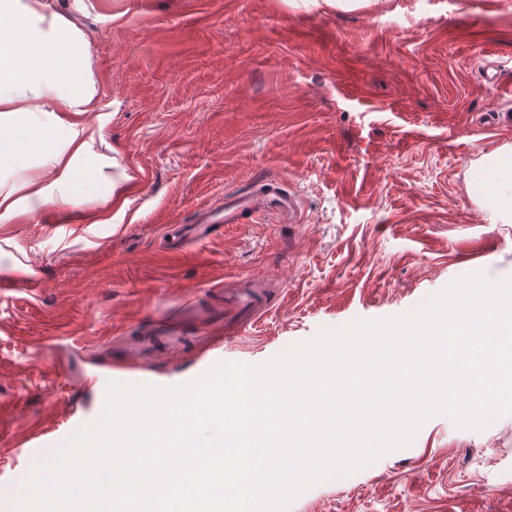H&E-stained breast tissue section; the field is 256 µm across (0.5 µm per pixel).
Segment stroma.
I'll return each mask as SVG.
<instances>
[{
    "label": "stroma",
    "mask_w": 512,
    "mask_h": 512,
    "mask_svg": "<svg viewBox=\"0 0 512 512\" xmlns=\"http://www.w3.org/2000/svg\"><path fill=\"white\" fill-rule=\"evenodd\" d=\"M76 23L136 182L95 210L0 229V512L100 414L113 381L175 386L265 362L320 328L408 312L454 279L512 276V223L476 192L512 143V0H88ZM280 182L261 214L183 250L163 240L226 192ZM273 301L224 335V283ZM288 512H512V415L446 417Z\"/></svg>",
    "instance_id": "35a3bbf8"
}]
</instances>
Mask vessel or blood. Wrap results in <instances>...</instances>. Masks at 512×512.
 <instances>
[{
    "instance_id": "b4317fda",
    "label": "vessel or blood",
    "mask_w": 512,
    "mask_h": 512,
    "mask_svg": "<svg viewBox=\"0 0 512 512\" xmlns=\"http://www.w3.org/2000/svg\"><path fill=\"white\" fill-rule=\"evenodd\" d=\"M260 212L275 214L282 221L291 223L297 217L298 200L283 185L264 182L256 190L225 195L222 221L226 224H241ZM224 301L227 312L231 314L224 325V331L233 335L255 324L270 306L266 290L259 288L250 276L225 283Z\"/></svg>"
}]
</instances>
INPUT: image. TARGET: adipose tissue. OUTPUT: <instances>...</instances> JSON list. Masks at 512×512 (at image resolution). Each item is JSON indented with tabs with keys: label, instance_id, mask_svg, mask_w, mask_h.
Here are the masks:
<instances>
[{
	"label": "adipose tissue",
	"instance_id": "1",
	"mask_svg": "<svg viewBox=\"0 0 512 512\" xmlns=\"http://www.w3.org/2000/svg\"><path fill=\"white\" fill-rule=\"evenodd\" d=\"M84 0H0V224L46 208L98 203L108 224L132 174L109 138L113 115L98 106L94 60L71 18ZM486 166L488 220L512 223V144Z\"/></svg>",
	"mask_w": 512,
	"mask_h": 512
}]
</instances>
